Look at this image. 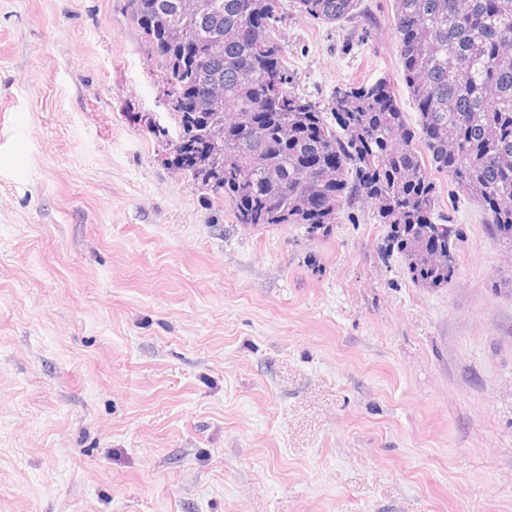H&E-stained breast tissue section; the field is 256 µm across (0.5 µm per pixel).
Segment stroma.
<instances>
[{"mask_svg": "<svg viewBox=\"0 0 512 512\" xmlns=\"http://www.w3.org/2000/svg\"><path fill=\"white\" fill-rule=\"evenodd\" d=\"M297 92L388 79L392 0H280ZM0 512H512V251L448 176L447 286L370 205L248 227L167 166L127 0H0ZM298 10L326 24H338L357 17L361 0H296Z\"/></svg>", "mask_w": 512, "mask_h": 512, "instance_id": "stroma-1", "label": "stroma"}]
</instances>
